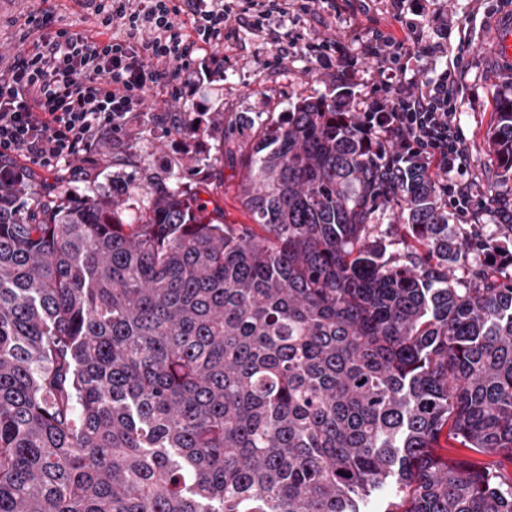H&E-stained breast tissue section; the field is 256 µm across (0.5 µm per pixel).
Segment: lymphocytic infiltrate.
<instances>
[{"instance_id":"lymphocytic-infiltrate-1","label":"lymphocytic infiltrate","mask_w":512,"mask_h":512,"mask_svg":"<svg viewBox=\"0 0 512 512\" xmlns=\"http://www.w3.org/2000/svg\"><path fill=\"white\" fill-rule=\"evenodd\" d=\"M331 0H97L98 23L86 31L58 28L17 53L0 72V168L58 174L89 160L102 134L125 133L130 114L160 111L179 99L195 52L231 44L238 26L270 37L281 64L301 35L275 32V17L315 16ZM395 37L373 31L365 56L374 64L371 90L357 103L361 124L390 148V167L414 159L433 170L440 194L464 224L488 207L467 178L469 154L458 110L456 77H409L412 60L431 54L419 44L415 16L422 0H392Z\"/></svg>"}]
</instances>
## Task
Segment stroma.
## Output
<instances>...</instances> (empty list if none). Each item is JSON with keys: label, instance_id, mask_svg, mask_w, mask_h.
<instances>
[{"label": "stroma", "instance_id": "1", "mask_svg": "<svg viewBox=\"0 0 512 512\" xmlns=\"http://www.w3.org/2000/svg\"><path fill=\"white\" fill-rule=\"evenodd\" d=\"M46 1L56 7L55 27L82 30L92 26L94 17L90 10L78 7L73 0H9L0 7V60L10 61L19 50L39 38V31L29 30L25 19ZM431 2L432 9L418 19L419 36L422 44L440 43L445 52L415 64V75L420 80L435 76L452 65L456 55H463L466 69L460 80L457 117L467 138L469 173L487 187L497 180V166L487 143L492 106L499 97H512V75L500 74L483 54L480 44L488 35L493 17L512 14V0ZM438 9L448 13V27H441L435 18ZM391 14L389 0H336V13L327 16L325 24H305L292 15L285 21L275 20L274 25L303 29L309 42L333 36L342 48L358 53L371 29L393 27ZM269 54L268 45L244 27L239 28L232 48L218 46L197 52L192 78L181 99L170 102L164 112L132 113L127 137H101L93 152L96 166L91 177L68 179L64 190L82 193L97 186L108 188L115 182L130 181L146 185L151 179L166 178L169 167L185 169L197 165L204 177L219 176L221 183L212 189L211 197L223 207L227 223H247L237 198L242 168L225 161L224 136L249 141L259 125L287 111L297 100L358 91L340 67L316 66L304 48L289 50L283 65L276 67L266 66ZM187 112L223 113L224 129L218 132L205 124L194 141L180 143L166 130Z\"/></svg>", "mask_w": 512, "mask_h": 512}]
</instances>
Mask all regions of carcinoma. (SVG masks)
Instances as JSON below:
<instances>
[{"label": "carcinoma", "instance_id": "1", "mask_svg": "<svg viewBox=\"0 0 512 512\" xmlns=\"http://www.w3.org/2000/svg\"><path fill=\"white\" fill-rule=\"evenodd\" d=\"M488 147L511 180L512 97ZM222 151L259 233L180 180L0 174V512H512L511 474L435 453L512 461V276L457 284L433 177L324 95ZM378 229L379 237L383 238L387 246L388 255H398L403 252V241L405 237L404 225L398 222L397 218L391 219L387 214L381 219Z\"/></svg>", "mask_w": 512, "mask_h": 512}]
</instances>
